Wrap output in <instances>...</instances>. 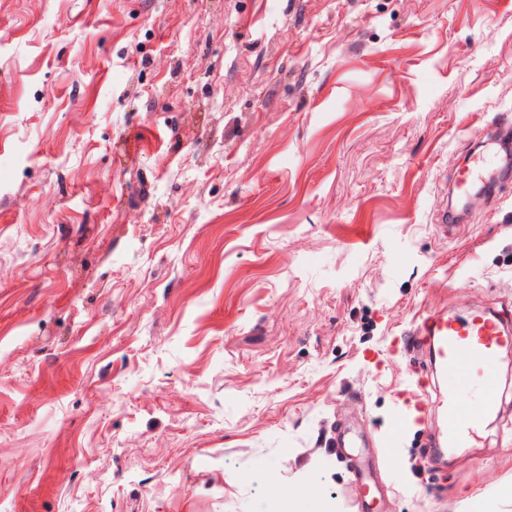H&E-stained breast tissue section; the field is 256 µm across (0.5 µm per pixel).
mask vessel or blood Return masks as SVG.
Returning <instances> with one entry per match:
<instances>
[{
	"instance_id": "obj_1",
	"label": "vessel or blood",
	"mask_w": 512,
	"mask_h": 512,
	"mask_svg": "<svg viewBox=\"0 0 512 512\" xmlns=\"http://www.w3.org/2000/svg\"><path fill=\"white\" fill-rule=\"evenodd\" d=\"M504 175L501 169L494 173L486 172L481 163L475 162L458 169L455 188L465 196L476 183H491ZM415 339L428 349L435 364L451 380L442 421L443 443L450 448L471 447L486 417L497 408V363L501 350L512 346V320L499 314L478 312L460 321L434 312L422 320ZM466 388L478 390V407L459 401V391Z\"/></svg>"
}]
</instances>
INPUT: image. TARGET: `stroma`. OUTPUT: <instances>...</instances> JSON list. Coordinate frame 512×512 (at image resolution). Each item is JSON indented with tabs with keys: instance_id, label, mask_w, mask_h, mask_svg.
<instances>
[{
	"instance_id": "1",
	"label": "stroma",
	"mask_w": 512,
	"mask_h": 512,
	"mask_svg": "<svg viewBox=\"0 0 512 512\" xmlns=\"http://www.w3.org/2000/svg\"><path fill=\"white\" fill-rule=\"evenodd\" d=\"M502 121L501 0H0V512H512L413 339L512 312ZM510 133L511 127L507 124L501 125L495 131V135L490 145L498 146L500 150L503 152L502 156V165L497 170V172L492 171L491 173H486V169L480 163V161L473 162L470 165H466L458 169L455 174V188L461 196H466L470 193L471 189L475 186L476 183L480 182L485 185L484 179L487 180V183H493L498 178H508L509 175L505 173V169L507 166V156L503 151L504 144L510 141Z\"/></svg>"
}]
</instances>
